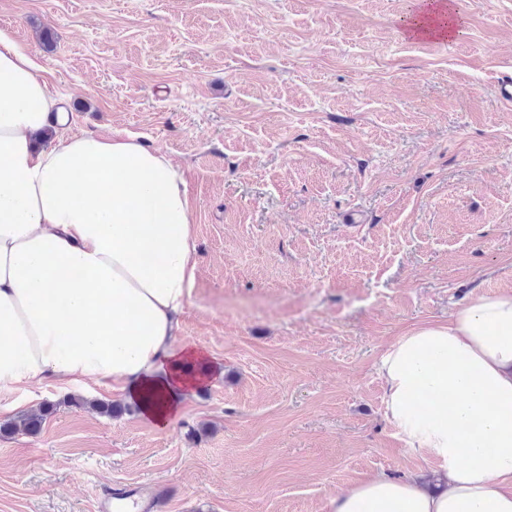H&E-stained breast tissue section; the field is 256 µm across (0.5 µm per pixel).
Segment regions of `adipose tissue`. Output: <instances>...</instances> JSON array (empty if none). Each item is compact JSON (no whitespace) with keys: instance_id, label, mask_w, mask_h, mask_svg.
I'll return each mask as SVG.
<instances>
[{"instance_id":"1","label":"adipose tissue","mask_w":512,"mask_h":512,"mask_svg":"<svg viewBox=\"0 0 512 512\" xmlns=\"http://www.w3.org/2000/svg\"><path fill=\"white\" fill-rule=\"evenodd\" d=\"M26 47L0 29V391H118L158 427L217 365L176 344L197 278L184 174L136 138L71 132ZM385 413L441 489L386 473L329 512H512V292L399 337Z\"/></svg>"}]
</instances>
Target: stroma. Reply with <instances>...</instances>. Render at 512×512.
<instances>
[{
    "label": "stroma",
    "instance_id": "1",
    "mask_svg": "<svg viewBox=\"0 0 512 512\" xmlns=\"http://www.w3.org/2000/svg\"><path fill=\"white\" fill-rule=\"evenodd\" d=\"M417 2L0 0L74 131L183 168L198 275L176 340L220 362L164 429L94 385L0 392V423L51 409L0 435V512H96L116 483L157 485V512H329L431 470L378 362L512 292V0H457L459 34L428 42L400 33ZM48 409H39L27 413L22 416L19 420L0 427V432L4 434H10L14 431H27L30 433H36L40 430L43 421L47 416Z\"/></svg>",
    "mask_w": 512,
    "mask_h": 512
}]
</instances>
